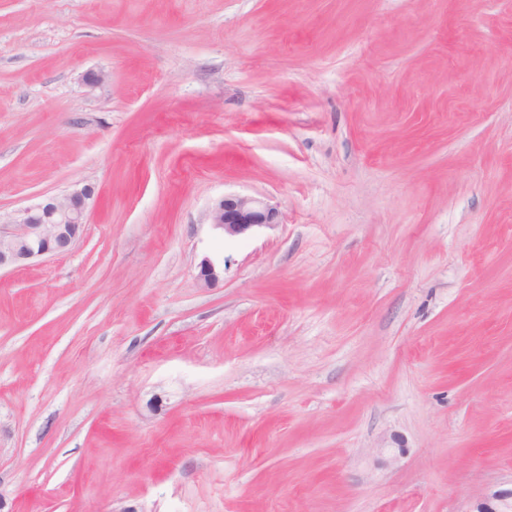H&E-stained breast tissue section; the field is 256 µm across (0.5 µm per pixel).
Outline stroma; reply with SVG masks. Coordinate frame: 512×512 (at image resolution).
Instances as JSON below:
<instances>
[{
  "mask_svg": "<svg viewBox=\"0 0 512 512\" xmlns=\"http://www.w3.org/2000/svg\"><path fill=\"white\" fill-rule=\"evenodd\" d=\"M77 184L0 272V512L512 491V0H0V217ZM93 199V187L75 185L66 194L43 198L19 210L11 222L0 224V271L68 253L84 232ZM210 224L224 238L241 237L280 224L278 209L261 200L229 195L216 201L209 211Z\"/></svg>",
  "mask_w": 512,
  "mask_h": 512,
  "instance_id": "obj_1",
  "label": "stroma"
}]
</instances>
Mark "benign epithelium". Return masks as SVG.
<instances>
[{
	"label": "benign epithelium",
	"mask_w": 512,
	"mask_h": 512,
	"mask_svg": "<svg viewBox=\"0 0 512 512\" xmlns=\"http://www.w3.org/2000/svg\"><path fill=\"white\" fill-rule=\"evenodd\" d=\"M94 199L93 187L76 185L62 196H51L18 211L0 224V269H19L40 257L68 253L84 232L87 211ZM210 224L224 237L234 238L281 224L278 209L261 200L229 195L209 211ZM224 277V266L205 258L198 280L205 287Z\"/></svg>",
	"instance_id": "benign-epithelium-1"
}]
</instances>
